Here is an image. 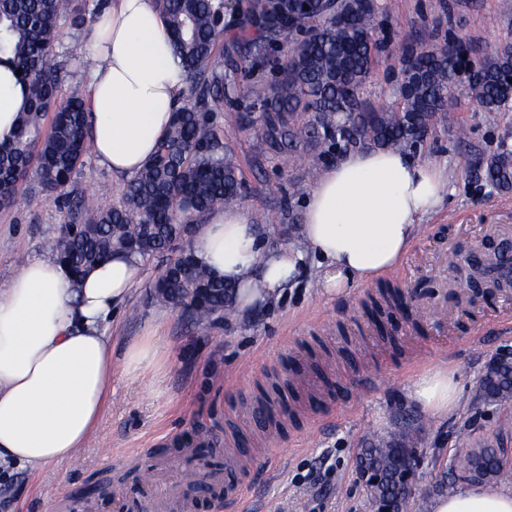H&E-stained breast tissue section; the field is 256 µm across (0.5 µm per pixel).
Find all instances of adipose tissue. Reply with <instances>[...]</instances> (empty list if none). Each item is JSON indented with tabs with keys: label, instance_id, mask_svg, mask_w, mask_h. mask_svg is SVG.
Returning <instances> with one entry per match:
<instances>
[{
	"label": "adipose tissue",
	"instance_id": "ef3b65f1",
	"mask_svg": "<svg viewBox=\"0 0 512 512\" xmlns=\"http://www.w3.org/2000/svg\"><path fill=\"white\" fill-rule=\"evenodd\" d=\"M91 66L83 95L96 161L116 177L154 156L187 96L166 17L156 0H102L84 41ZM25 80L0 54V142L25 103ZM448 188L445 169L406 151L355 149L323 170L300 229L307 245L266 248L237 208L205 218L192 249L199 262L236 286L239 311H254L293 282L305 251L325 259L321 284L343 295L398 267ZM143 279V266L117 254L74 282L53 257L26 260L0 289V459L34 468L75 459L112 400L107 325ZM412 396L435 415L457 405L452 370L418 375ZM432 512H512V493L464 484L436 497Z\"/></svg>",
	"mask_w": 512,
	"mask_h": 512
}]
</instances>
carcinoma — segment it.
Returning <instances> with one entry per match:
<instances>
[{
    "mask_svg": "<svg viewBox=\"0 0 512 512\" xmlns=\"http://www.w3.org/2000/svg\"><path fill=\"white\" fill-rule=\"evenodd\" d=\"M280 6L285 13L275 15L267 0L231 6L225 0H160L189 99L156 155L128 183L124 203L100 209L67 192L89 151L87 107L77 92L61 99L64 74L53 61L57 21L65 16L83 24L84 0H0V53L13 58L27 83L14 137L0 144V207L15 204L23 182L36 175L64 200L71 216L47 248L78 276L115 250L141 262L158 256L181 238L183 225L238 202L242 173L226 156L223 135L203 116L226 101H249L239 119L257 129L264 151L292 156L314 147L325 159L360 147L405 149L422 140L435 121L453 126L449 90L464 68L476 72L464 95L490 120L512 103V41L476 58L453 37L404 44L394 59L402 73L398 101L390 111L377 112L363 100L385 52L374 36L376 0H339L333 9L321 0H283ZM268 68L273 79L240 86L239 73ZM511 157L503 145L483 159L490 186L512 187ZM186 254L159 275L154 297L183 306L202 322L230 313L233 287L200 265L191 250ZM476 397L490 405L512 402V358L499 360L480 378ZM417 442L408 430L394 439L378 437L361 450L359 464L378 478L369 487L371 498L387 512L406 507L400 460ZM458 465L483 482L512 479V465L500 462L489 444L471 449Z\"/></svg>",
    "mask_w": 512,
    "mask_h": 512,
    "instance_id": "obj_1",
    "label": "carcinoma"
}]
</instances>
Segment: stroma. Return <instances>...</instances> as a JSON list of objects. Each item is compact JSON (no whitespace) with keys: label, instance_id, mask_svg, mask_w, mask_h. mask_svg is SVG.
<instances>
[{"label":"stroma","instance_id":"1","mask_svg":"<svg viewBox=\"0 0 512 512\" xmlns=\"http://www.w3.org/2000/svg\"><path fill=\"white\" fill-rule=\"evenodd\" d=\"M375 36L399 52L409 39L433 44L455 35L479 56L512 32L501 0H378ZM85 27L60 20L57 62L68 76L63 94L79 89L84 68L68 58L82 44ZM453 128L432 127L415 152L448 172L441 207L422 228L400 267L351 288L345 297L324 293L322 269L307 257L294 282L266 307L197 323L183 310L160 303L152 283L169 254L143 265V279L124 312L110 324L114 372L112 403L75 460L40 469L13 465L0 483V512H157L156 486L137 472H160L175 489L168 512H182L178 495L189 461L167 455L174 441L194 444L190 461L216 480L242 470L247 488L230 504L214 484L193 498L192 512H374L360 479L359 454L374 436L405 429L419 436L417 492L406 512H430L433 484L471 446L504 439L507 406L476 403L486 361L512 349V290L477 294L460 283L459 262L483 261L489 243L512 241V188L486 185L482 157L500 143L512 147V110L489 124L483 111L457 97ZM228 155L244 180L238 206L258 224L271 247L301 246L298 224L304 198L291 186H313L326 162L317 154L267 157L253 129L235 107L211 113ZM126 179L113 177L86 155L72 189L88 205L109 208L124 200ZM69 211L37 178L22 186L17 204L0 209V287L29 258L46 256L44 243L58 237ZM401 289L405 308L392 309L396 342L377 336L365 312L380 284ZM158 330L172 356L161 368L124 372L122 355L133 341ZM456 370L460 391L454 411L436 416L411 396L415 378L432 367ZM365 385L361 398L352 389ZM329 415L315 423L314 413ZM467 433L468 443L458 441ZM119 462L104 466L103 452Z\"/></svg>","mask_w":512,"mask_h":512}]
</instances>
